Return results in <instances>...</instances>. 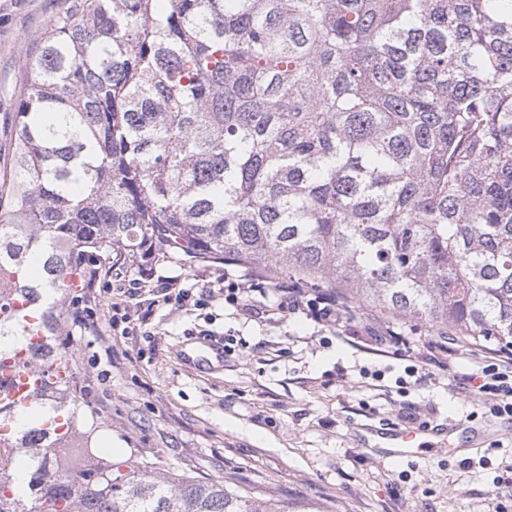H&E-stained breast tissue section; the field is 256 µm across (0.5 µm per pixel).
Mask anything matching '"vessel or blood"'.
<instances>
[{
  "label": "vessel or blood",
  "instance_id": "vessel-or-blood-1",
  "mask_svg": "<svg viewBox=\"0 0 512 512\" xmlns=\"http://www.w3.org/2000/svg\"><path fill=\"white\" fill-rule=\"evenodd\" d=\"M182 356L190 363L222 361L224 348L213 341H204L184 347ZM0 377L8 382V390L0 395V401L9 403L17 409L27 406L30 396L39 390L45 380L57 383L67 382L70 378V366L67 360L59 359L46 368H32L26 361L25 350L16 351L14 356L0 362Z\"/></svg>",
  "mask_w": 512,
  "mask_h": 512
}]
</instances>
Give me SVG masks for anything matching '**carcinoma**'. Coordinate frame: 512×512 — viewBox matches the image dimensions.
Returning a JSON list of instances; mask_svg holds the SVG:
<instances>
[{"mask_svg": "<svg viewBox=\"0 0 512 512\" xmlns=\"http://www.w3.org/2000/svg\"><path fill=\"white\" fill-rule=\"evenodd\" d=\"M0 339L61 356L88 257L235 261L351 308L512 349V0H71L16 112ZM27 304L5 312L11 302ZM62 415L95 433L72 392ZM0 512H288L256 492L90 459L54 431ZM76 448L84 447L78 446L74 440L69 438L66 439V442H63L60 447L57 448V452L52 455L53 472L58 478H70L82 465L84 455L77 454Z\"/></svg>", "mask_w": 512, "mask_h": 512, "instance_id": "obj_1", "label": "carcinoma"}]
</instances>
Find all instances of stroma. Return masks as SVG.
<instances>
[{"mask_svg":"<svg viewBox=\"0 0 512 512\" xmlns=\"http://www.w3.org/2000/svg\"><path fill=\"white\" fill-rule=\"evenodd\" d=\"M67 0H0V185L15 151L22 77ZM97 331L74 314L70 289L62 334L76 357L74 389L106 426L99 457L135 461L153 474H184L249 488L322 512H496L512 464V423L487 412L469 382L487 351L463 345L448 369L432 365L437 330L399 316L355 314L339 336L304 314L246 318L224 300L240 270L204 259L157 257L114 270L101 260ZM194 287L204 302H160L159 288ZM134 330L113 326L112 303ZM409 346L385 343L384 324ZM213 339L224 359L204 367L181 356ZM425 377H409L408 367ZM438 427L425 450L403 454L385 432Z\"/></svg>","mask_w":512,"mask_h":512,"instance_id":"stroma-1","label":"stroma"}]
</instances>
